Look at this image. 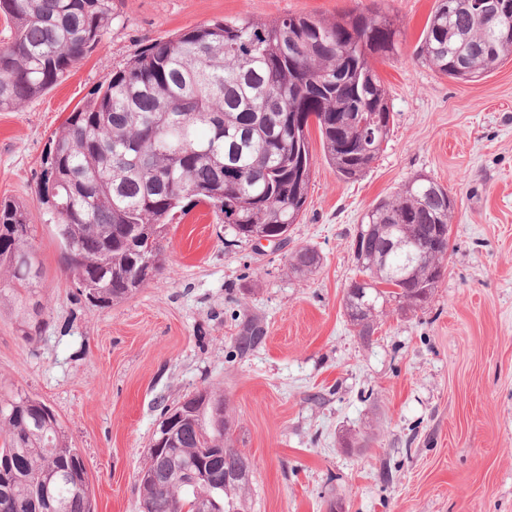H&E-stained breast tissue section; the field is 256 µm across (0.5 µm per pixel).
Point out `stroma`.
<instances>
[{
  "mask_svg": "<svg viewBox=\"0 0 512 512\" xmlns=\"http://www.w3.org/2000/svg\"><path fill=\"white\" fill-rule=\"evenodd\" d=\"M100 43L46 94L0 111V201L27 206L45 325L25 340L0 308V388L58 416L88 472L94 512H141L136 475L163 405L223 391L251 460L252 512H512V61L476 81L414 50L436 0H384L399 52L378 64L394 128L371 168L340 180L311 131L308 204L280 247L248 241L198 205L163 242L165 268L106 308L69 278L44 200L56 132L140 49L215 20L337 16L373 0H115ZM417 174L453 196L448 265L428 303L388 305L370 341L343 296L359 276L361 217ZM308 246L309 276L288 258ZM264 344L235 356L243 313ZM369 447H343V435ZM289 264L293 273L305 276L317 270L321 264V256L312 248L302 247L291 254Z\"/></svg>",
  "mask_w": 512,
  "mask_h": 512,
  "instance_id": "obj_1",
  "label": "stroma"
}]
</instances>
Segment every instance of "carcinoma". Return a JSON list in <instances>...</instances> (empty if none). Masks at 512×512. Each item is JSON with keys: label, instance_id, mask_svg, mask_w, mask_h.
<instances>
[{"label": "carcinoma", "instance_id": "cac0c4a2", "mask_svg": "<svg viewBox=\"0 0 512 512\" xmlns=\"http://www.w3.org/2000/svg\"><path fill=\"white\" fill-rule=\"evenodd\" d=\"M467 0H436L419 54L441 76L470 81L512 57V0L480 20ZM13 23L0 45V110L16 109L56 86L116 18L113 0H0ZM400 27L378 8L333 18L286 15L213 21L141 49L56 132L47 171L55 235L66 271L86 301L104 308L163 270L170 224L209 205L237 240L288 235L306 209L313 167L310 126L326 160L346 182L360 179L389 138L393 115L376 63L398 54ZM454 203L416 175L369 208L351 248L363 291L344 302L365 342L383 307L428 302L448 256ZM30 214L0 202V306L21 316L22 333L44 325L33 301L41 268L29 241ZM402 239L408 247H390ZM311 274L320 254L289 259ZM248 313L234 337L243 357L266 338ZM180 412L169 457L148 454L137 478L142 512H194L205 494L217 512H248L252 464L234 447L224 394L204 387L162 409ZM217 468L224 481L189 483L183 472ZM11 512H91L88 473L50 408L22 389L0 393V506Z\"/></svg>", "mask_w": 512, "mask_h": 512}]
</instances>
